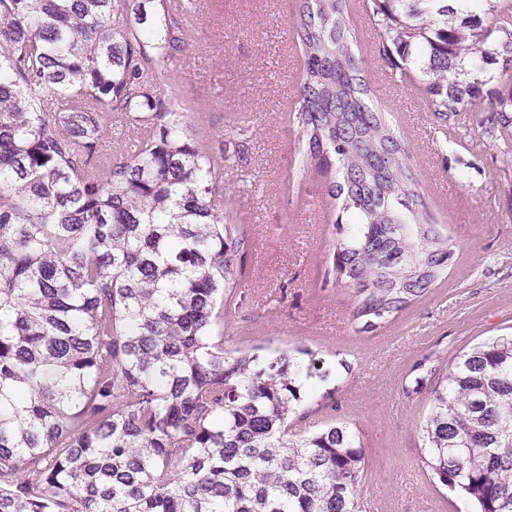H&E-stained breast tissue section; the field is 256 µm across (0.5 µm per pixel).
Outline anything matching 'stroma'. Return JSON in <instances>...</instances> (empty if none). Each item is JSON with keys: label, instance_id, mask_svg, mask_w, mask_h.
Returning a JSON list of instances; mask_svg holds the SVG:
<instances>
[{"label": "stroma", "instance_id": "obj_1", "mask_svg": "<svg viewBox=\"0 0 512 512\" xmlns=\"http://www.w3.org/2000/svg\"><path fill=\"white\" fill-rule=\"evenodd\" d=\"M365 2L350 0L356 54L454 255L395 317L369 330L354 320L353 290L332 268L352 223L329 193L342 174L318 168L297 126V0H199L190 50L175 68L189 123L224 150V190L238 197L229 219L251 231L237 299L224 305V348H286L322 370L293 431L333 421L350 428L364 453L361 512H473L423 466L420 425L435 381L416 366L426 358L447 366L512 330V153L475 116L461 125L432 112L425 94L396 78Z\"/></svg>", "mask_w": 512, "mask_h": 512}]
</instances>
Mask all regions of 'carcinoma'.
Returning <instances> with one entry per match:
<instances>
[{"instance_id": "carcinoma-1", "label": "carcinoma", "mask_w": 512, "mask_h": 512, "mask_svg": "<svg viewBox=\"0 0 512 512\" xmlns=\"http://www.w3.org/2000/svg\"><path fill=\"white\" fill-rule=\"evenodd\" d=\"M192 0H0V512H359L364 455L343 424L293 439L316 374L290 352L224 351L245 273L224 216V152L190 131L170 66ZM384 56L433 111L512 116V0H368ZM492 11L485 23L482 14ZM298 123L355 215L333 254L374 328L425 295L453 245L353 49L349 0H299ZM140 134L102 153L107 120ZM434 479L512 512V332L442 376L421 426Z\"/></svg>"}]
</instances>
